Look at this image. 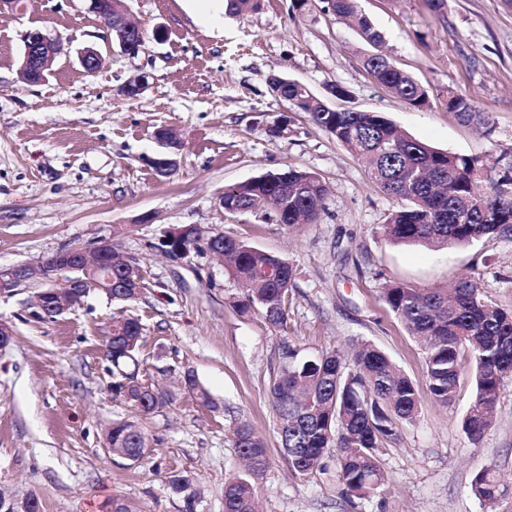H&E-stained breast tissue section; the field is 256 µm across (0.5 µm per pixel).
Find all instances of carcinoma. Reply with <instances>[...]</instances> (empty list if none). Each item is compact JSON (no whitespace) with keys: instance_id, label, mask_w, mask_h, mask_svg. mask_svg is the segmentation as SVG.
<instances>
[{"instance_id":"carcinoma-1","label":"carcinoma","mask_w":512,"mask_h":512,"mask_svg":"<svg viewBox=\"0 0 512 512\" xmlns=\"http://www.w3.org/2000/svg\"><path fill=\"white\" fill-rule=\"evenodd\" d=\"M322 3L323 11L354 21L369 42H380L381 35L358 13L356 0ZM259 6L260 0H224L230 16ZM362 62L378 84L408 105L427 103L428 90L386 56L371 52L363 55ZM278 96L286 103L300 100L298 110L307 113L314 125L369 161L373 182L398 203L381 225L386 240L448 246L488 244L512 235V196L502 195L493 184L478 190L482 177L478 159L413 139L380 112H330L295 81L285 82ZM443 104L463 117L478 112L476 102L458 91H448ZM328 193L329 187L318 176L287 167L226 188L224 211L252 212L268 202L273 207L270 218L288 228L313 222L324 209ZM224 265L239 285L240 296L234 302L238 311L248 314L256 309L268 325H282L294 280L288 260L226 235ZM109 276L112 299L135 300L132 279L136 274L120 262L105 263L90 274V281L101 282ZM382 297L408 332L424 341L426 391L418 389L371 343L358 344L346 359L337 351L302 357L286 340L280 346L284 365L272 389L288 465L295 473L309 476L326 469V458L335 459L337 482L347 497L385 491L378 449L382 442L395 439L399 425L415 420L423 394L448 403L458 385L462 352H468L474 363L475 396L461 424L473 442L493 426L500 388L512 376V309L485 301L477 274L461 276L444 291L388 286ZM142 331L134 316L112 321V366L123 377L114 389L132 406L150 413L166 405L168 394L125 371L141 345ZM107 438L118 455H139L151 447L147 434L131 421L112 423ZM235 448L246 469L225 484L224 512H256V482L269 465L266 446L249 425L242 424L235 432ZM167 483L174 494L189 491L185 512H196L192 475L175 472ZM471 488L490 507L512 490L488 469L474 476Z\"/></svg>"}]
</instances>
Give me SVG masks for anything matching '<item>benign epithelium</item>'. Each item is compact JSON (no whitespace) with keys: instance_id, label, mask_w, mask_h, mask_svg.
Returning a JSON list of instances; mask_svg holds the SVG:
<instances>
[{"instance_id":"7a95c632","label":"benign epithelium","mask_w":512,"mask_h":512,"mask_svg":"<svg viewBox=\"0 0 512 512\" xmlns=\"http://www.w3.org/2000/svg\"><path fill=\"white\" fill-rule=\"evenodd\" d=\"M145 43L144 31H138L135 38H119L123 52L135 57ZM59 42L39 28L25 34L20 76L29 83L39 82L49 63L60 53ZM150 73L142 72L134 82L125 85L124 93L136 97L149 86ZM196 238L194 227L177 228L165 236V252L176 258L189 256L188 241ZM114 242L101 238L90 246H68L57 250L50 258L38 263L17 265L0 269V295L12 292L18 285L29 283L36 288L35 299L39 310H48L56 316L65 314L79 304L86 294L89 283L87 259L94 255L98 259L112 256Z\"/></svg>"}]
</instances>
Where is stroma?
<instances>
[{
    "instance_id": "35a3bbf8",
    "label": "stroma",
    "mask_w": 512,
    "mask_h": 512,
    "mask_svg": "<svg viewBox=\"0 0 512 512\" xmlns=\"http://www.w3.org/2000/svg\"><path fill=\"white\" fill-rule=\"evenodd\" d=\"M147 33L137 57L122 53L89 0H24L0 12V269L34 263L66 245L107 237L137 259L143 288L135 301L90 289L82 303L41 317L35 289L0 296V319L14 329L0 350V492L36 496L42 512H183L167 477L194 478L197 512H224V484L238 474L234 432L250 425L270 464L258 480L260 512H484L471 481L491 469L512 481V378L498 397L495 422L479 442L461 429L474 398L464 363L448 404L423 398L414 422L384 442L381 495L345 497L335 468L307 477L284 457L271 389L283 365L280 343L306 356L366 341L383 350L418 387L424 352L382 297L392 283L445 288L477 272L485 298L512 309V237L490 244L431 247L392 244L379 227L395 206L367 167L303 112L288 111L272 77L298 81L336 109L376 111L406 135L479 159L483 178L512 193V0H358L382 38L381 51L429 92L414 108L381 87L361 61L369 45L353 24L323 12L318 0H262L243 17L201 22L189 0H123ZM163 28L166 37L152 33ZM47 31L62 46L39 83L21 79L23 37ZM100 67L85 71L78 50ZM149 72L139 96L124 86ZM348 90L330 97L329 86ZM454 89L479 112L465 119L440 98ZM288 120V135L270 126ZM175 132L164 150L155 133ZM170 153L165 175L151 160ZM286 167L319 176L330 188L310 224L286 228L257 213L228 214L225 187ZM184 225L223 233L283 257L294 269L283 325L260 312L240 315L237 282L205 252L176 259L168 232ZM143 326L140 374L168 391L150 413L130 407L113 384L105 335L113 318ZM195 375L212 403L182 385ZM134 422L152 451L138 463L113 454V420Z\"/></svg>"
}]
</instances>
